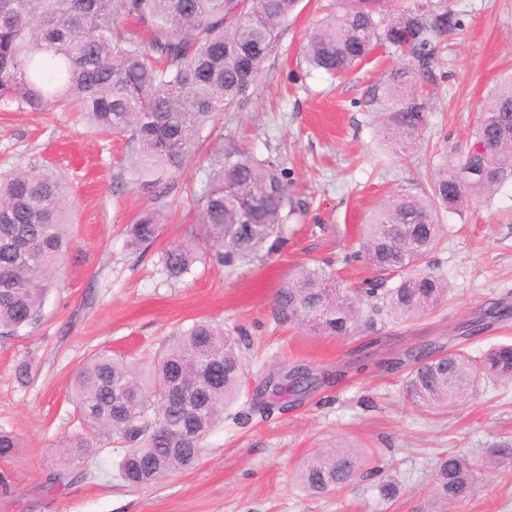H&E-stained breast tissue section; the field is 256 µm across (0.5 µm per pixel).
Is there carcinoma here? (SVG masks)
I'll return each instance as SVG.
<instances>
[{
  "mask_svg": "<svg viewBox=\"0 0 512 512\" xmlns=\"http://www.w3.org/2000/svg\"><path fill=\"white\" fill-rule=\"evenodd\" d=\"M299 0H0V106L28 112L63 107L84 114L98 131L126 136L138 156L134 175L169 193L173 177L197 154L203 132L218 112L234 111L278 46L282 25ZM135 20L149 42L127 30ZM459 28L453 15L425 0L402 8L396 0H340L336 12L308 33V64L328 75L343 74L367 58L379 42L404 52L406 67L393 85L399 108L398 140L416 139L423 106L417 80L432 76L438 53L434 37ZM512 178V79L499 84L481 107L474 140L456 164L441 165L430 189H405L371 216L363 249L381 273L402 274L382 297L393 319L407 322L431 312L448 294L445 279L427 263L444 233L439 207L463 208ZM65 185L43 169L0 181V329L15 332L38 321L44 296L58 276L69 245L62 207ZM205 224L206 255L222 266L249 257L282 233L292 204L288 184L265 161L232 145L198 194ZM166 215L149 209L128 226L126 246L145 250L161 234ZM197 251L189 244L167 248L168 277L191 272ZM375 289L348 291L332 285L322 268L304 269L279 289L275 318L321 336L351 337L372 324L363 306ZM242 339L211 320L199 319L162 345L153 368L142 372L123 358L101 355L83 364L73 401L85 433L65 444L64 460L85 459L101 433L128 445L121 462L131 487L156 483L163 474L194 469L204 440L224 418V406L243 386ZM215 360L219 374L186 403L162 401L177 383L196 385L199 363ZM512 378V346L481 359L461 351L428 361L415 358L407 388L420 407L443 410L464 401L481 374ZM276 403L259 390L240 413L268 416ZM19 442L0 429V458ZM365 455L349 445L316 450L301 470L303 485L322 495L364 476ZM493 466L512 464V448L486 450ZM476 471L463 456L447 454L435 470L437 498L456 505L475 490Z\"/></svg>",
  "mask_w": 512,
  "mask_h": 512,
  "instance_id": "obj_1",
  "label": "carcinoma"
}]
</instances>
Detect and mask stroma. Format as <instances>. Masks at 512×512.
<instances>
[{"label": "stroma", "mask_w": 512, "mask_h": 512, "mask_svg": "<svg viewBox=\"0 0 512 512\" xmlns=\"http://www.w3.org/2000/svg\"><path fill=\"white\" fill-rule=\"evenodd\" d=\"M335 5L300 0L242 108L219 113L205 130L166 199L160 237L140 255L124 245L128 224L150 205L131 173V143L93 131L74 112L0 109V176L43 165L60 174L72 238L38 322L0 334V428L21 443L11 461H0V512H512V465L480 470L474 495L451 508L433 488L444 453L478 459L512 444V380L481 376L471 398L440 413L416 406L404 386L420 351L475 358L512 345V316L490 315L512 308V178L490 199L439 210L447 234L428 262L447 278L449 293L429 314L402 323L380 314L352 338L319 336L274 317L281 285L308 267L324 268L347 288L367 280L385 290L397 285L360 254L365 222L401 190L427 186L472 141L482 104L512 78V0H441L461 27L436 38L433 75L418 93L423 121L406 147L387 136L390 77L405 63L399 51L379 45L340 79L304 61L307 33ZM232 142L282 171L295 203L283 242L232 266L197 261L191 274L171 280L161 254L173 242L201 241L198 192ZM478 316L483 330L463 335L462 325ZM199 318L250 342L241 398L206 438L199 465L130 488L119 471L125 444L100 435L74 480L49 483L62 443L83 430L70 401L82 364L106 353L147 367L171 332ZM368 342L375 354L364 366L359 349ZM23 360L34 367L24 385L14 375ZM297 365L338 377L288 395L287 410L238 423L236 413L269 376ZM335 440L364 450L368 473L338 491L311 494L298 470ZM386 478L400 487L391 501L378 492Z\"/></svg>", "instance_id": "stroma-1"}]
</instances>
